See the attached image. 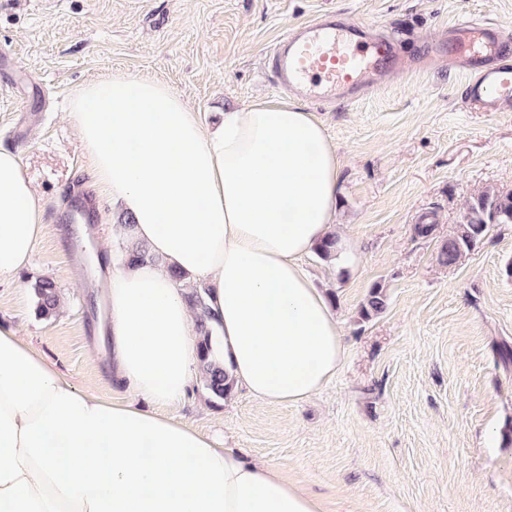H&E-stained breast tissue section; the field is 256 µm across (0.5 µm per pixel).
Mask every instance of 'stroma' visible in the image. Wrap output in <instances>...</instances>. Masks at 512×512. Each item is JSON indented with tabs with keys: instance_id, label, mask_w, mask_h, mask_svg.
Returning a JSON list of instances; mask_svg holds the SVG:
<instances>
[{
	"instance_id": "stroma-1",
	"label": "stroma",
	"mask_w": 512,
	"mask_h": 512,
	"mask_svg": "<svg viewBox=\"0 0 512 512\" xmlns=\"http://www.w3.org/2000/svg\"><path fill=\"white\" fill-rule=\"evenodd\" d=\"M325 10L402 38L406 55L467 18L512 33V0H0V146L45 203L44 233L17 282L0 285V324L18 329L75 384L112 398L91 354L103 291L68 263L58 221L67 187L89 176L70 103L117 74L162 83L208 116L280 100L266 54L290 26ZM459 73L405 69L330 110L342 165L334 232L346 268L303 267L334 297L346 346L336 376L296 403L237 390L210 401L193 379L176 419L277 469L321 512H512V224H492L452 266L442 245L488 191L512 193V112L461 98ZM430 217L434 230L418 236ZM47 277L62 303L35 312ZM388 297L365 320L370 289Z\"/></svg>"
}]
</instances>
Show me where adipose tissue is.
<instances>
[{
	"label": "adipose tissue",
	"mask_w": 512,
	"mask_h": 512,
	"mask_svg": "<svg viewBox=\"0 0 512 512\" xmlns=\"http://www.w3.org/2000/svg\"><path fill=\"white\" fill-rule=\"evenodd\" d=\"M95 183L129 213L153 261L107 270L96 351L144 410L78 388L40 348L0 327V512H320L271 467L171 411L198 370L196 326L177 268L208 281L214 338L235 386L303 400L346 350L300 266L330 233L340 162L322 124L252 102L216 126L161 83L116 75L73 107ZM43 202L0 148V283L28 267Z\"/></svg>",
	"instance_id": "adipose-tissue-1"
}]
</instances>
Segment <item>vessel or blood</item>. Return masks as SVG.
I'll use <instances>...</instances> for the list:
<instances>
[{
	"instance_id": "b4317fda",
	"label": "vessel or blood",
	"mask_w": 512,
	"mask_h": 512,
	"mask_svg": "<svg viewBox=\"0 0 512 512\" xmlns=\"http://www.w3.org/2000/svg\"><path fill=\"white\" fill-rule=\"evenodd\" d=\"M512 35L498 26L461 20L445 41L431 45L426 64L463 70V99L486 112L512 105ZM280 87L324 106L379 88L385 74L402 64L398 43L348 18L327 13L287 31L271 50Z\"/></svg>"
}]
</instances>
